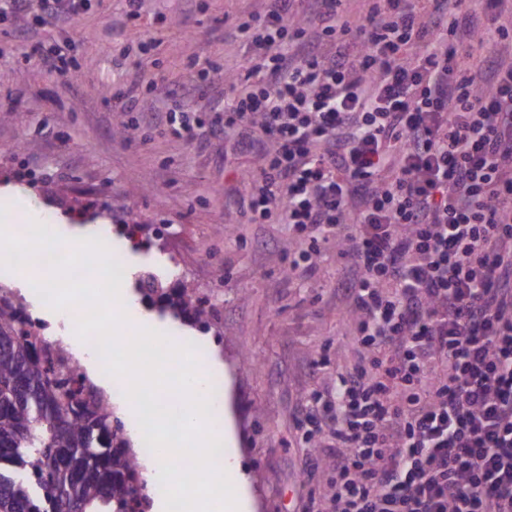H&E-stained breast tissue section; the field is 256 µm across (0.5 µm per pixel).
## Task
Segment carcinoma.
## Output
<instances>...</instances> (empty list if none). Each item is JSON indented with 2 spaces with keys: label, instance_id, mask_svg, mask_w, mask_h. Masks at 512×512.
Returning a JSON list of instances; mask_svg holds the SVG:
<instances>
[{
  "label": "carcinoma",
  "instance_id": "cac0c4a2",
  "mask_svg": "<svg viewBox=\"0 0 512 512\" xmlns=\"http://www.w3.org/2000/svg\"><path fill=\"white\" fill-rule=\"evenodd\" d=\"M181 311L201 328L194 293ZM21 308L0 304V512H135L139 461L124 422L87 396L84 376L43 356Z\"/></svg>",
  "mask_w": 512,
  "mask_h": 512
}]
</instances>
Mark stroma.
<instances>
[{
  "mask_svg": "<svg viewBox=\"0 0 512 512\" xmlns=\"http://www.w3.org/2000/svg\"><path fill=\"white\" fill-rule=\"evenodd\" d=\"M268 0H140V19L125 0H87L63 25L71 70L50 72L29 54L15 20H0V206L50 219L63 238H92L118 248L128 268L124 312L155 330L198 336L174 317L170 297L196 288L210 310L213 341L201 363L224 381L232 439L224 456L248 482L246 512H305L310 496L332 493L335 457L311 450L298 423L316 392L365 364V353L336 294L345 260L326 243L310 271L289 273L287 259L307 251L283 224H249L238 201L245 174L260 164L220 138L204 146L119 112L122 92L144 86L146 105L176 107L151 91L165 76L191 85L189 103L206 113L224 98L227 76L248 65L245 46L229 37L225 17L256 14ZM158 46L142 55L139 44ZM139 123L123 136L119 127ZM163 227L162 239L116 238L120 221ZM250 353L254 363L242 362ZM324 363L312 367L315 357Z\"/></svg>",
  "mask_w": 512,
  "mask_h": 512,
  "instance_id": "stroma-1",
  "label": "stroma"
}]
</instances>
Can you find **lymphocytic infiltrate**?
<instances>
[{"label": "lymphocytic infiltrate", "mask_w": 512, "mask_h": 512, "mask_svg": "<svg viewBox=\"0 0 512 512\" xmlns=\"http://www.w3.org/2000/svg\"><path fill=\"white\" fill-rule=\"evenodd\" d=\"M339 2L233 21L250 56L223 106L148 123L261 153L250 223L346 260L369 362L301 421L336 452L323 512H512V22L504 0Z\"/></svg>", "instance_id": "lymphocytic-infiltrate-1"}]
</instances>
